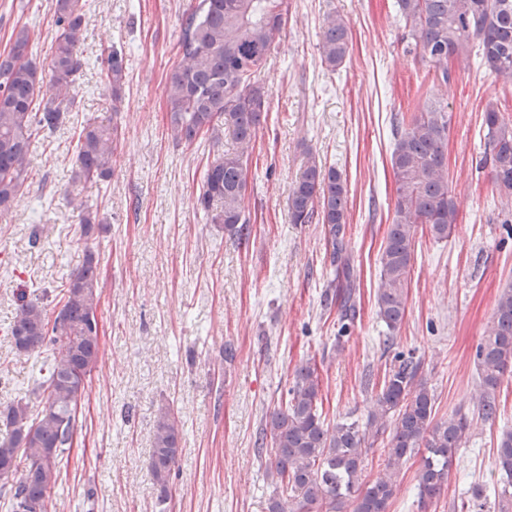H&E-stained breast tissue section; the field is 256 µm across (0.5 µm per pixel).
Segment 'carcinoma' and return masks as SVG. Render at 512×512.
<instances>
[{
  "label": "carcinoma",
  "mask_w": 512,
  "mask_h": 512,
  "mask_svg": "<svg viewBox=\"0 0 512 512\" xmlns=\"http://www.w3.org/2000/svg\"><path fill=\"white\" fill-rule=\"evenodd\" d=\"M404 21L408 51L418 52L433 71V81L447 83L453 64L476 55L497 78L512 82V0H397ZM85 0H54L55 47L49 67L33 53L34 33L23 25L13 30L9 50L0 54V217L11 212L28 178L31 147L41 133L55 130L75 102L74 84L81 68L80 37ZM287 0H199L183 23V62L170 75L165 93L171 137L193 144L204 134L219 140L229 134L238 145L207 165L197 205L210 211L214 224L243 238L250 232L246 212V153L255 141L262 117L269 111V93L255 80L274 45L282 39ZM322 64L334 71L350 52L348 21L326 15L319 43ZM112 111H118L125 85L122 54L103 59ZM451 122L449 107L425 103L410 118H399L391 167L396 203L380 258L381 284L377 314L390 331L405 315L412 255L418 230L443 240L458 224V211L448 179L445 148ZM491 178L512 195V126L499 122L492 107L484 111ZM121 133L116 124L82 126L76 144V181L105 180ZM347 184L335 168L312 152L288 194L293 224L317 221L327 226L336 261V277L345 311L355 309L356 288L345 252ZM104 230V219L87 212L80 224L85 241ZM99 258L88 248L83 263L64 285L59 308L48 312L43 298L21 295L8 329L14 349L41 360L42 375L34 394L41 408L33 411L22 399L0 409L9 434L0 440V467L11 468L6 481L8 508L49 512L58 464L71 446L77 411L99 362V320L102 285ZM475 358L482 377L477 414L492 421L498 408L491 393L512 372V287L499 296L493 319L477 345ZM421 363L412 359L385 374L365 431L352 422L323 428L318 413L320 379L306 363L294 371L285 405L265 418L257 444L274 450L268 475L282 492L268 512H388L397 476L408 458L422 454L417 472L421 504L438 497L448 482L456 449L470 423L456 414L436 418L435 398L420 377ZM388 435L385 472L372 482L362 479L366 436ZM181 422L170 406L156 416L149 468L159 502L171 494L170 477L178 461ZM501 479L500 512L512 501V432L497 448Z\"/></svg>",
  "instance_id": "obj_1"
}]
</instances>
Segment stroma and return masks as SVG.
Masks as SVG:
<instances>
[{"instance_id":"stroma-1","label":"stroma","mask_w":512,"mask_h":512,"mask_svg":"<svg viewBox=\"0 0 512 512\" xmlns=\"http://www.w3.org/2000/svg\"><path fill=\"white\" fill-rule=\"evenodd\" d=\"M92 2L73 110L34 142L22 195L0 218V408L20 398L39 405L38 364L16 355L7 334L16 294L38 290L54 309L85 249L99 256L101 360L60 464L53 512H267L273 450L257 451L255 441L295 368L316 363L330 430L366 424L400 355L421 360L438 416H465L471 429L440 497L420 508L414 456L389 512H461L476 487L483 512H497L495 459L512 430V374L494 393L495 420L478 419L473 397L476 346L512 286V207L491 180L483 114L494 106L512 124V84L475 56L449 83L425 81L428 65L406 50L396 0H288L286 32L256 74L270 108L247 160L251 234L240 240L196 204L208 163L234 141L188 147L167 130L165 86L181 61L184 19L199 0ZM333 12L350 24V54L331 72L319 39ZM21 25L34 32L38 60L49 63L53 0H0V53ZM114 48L126 61L117 108L101 65ZM429 98L452 111L446 157L459 219L447 239L417 235L404 321L392 332L377 315L376 294L396 202L393 121ZM89 120L117 122L122 132L106 181L73 179L78 134ZM309 149L348 186L345 256L357 297L347 318L321 304L336 278L324 226L289 219L288 192ZM87 210L108 219L88 244L80 238ZM165 405L181 420L182 451L163 507L148 460Z\"/></svg>"}]
</instances>
